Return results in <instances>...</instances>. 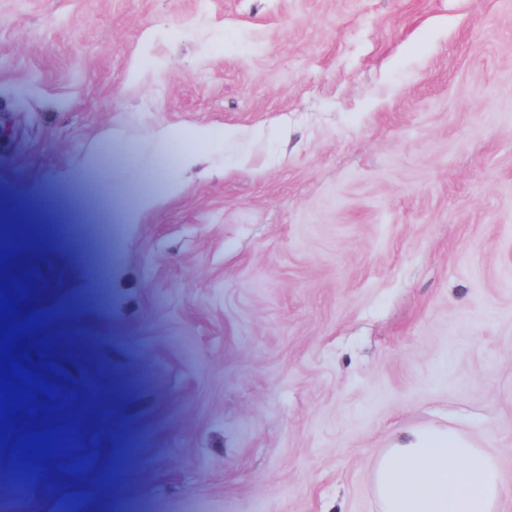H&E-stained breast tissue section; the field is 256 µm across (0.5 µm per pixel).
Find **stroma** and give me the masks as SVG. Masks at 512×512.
<instances>
[{
  "label": "stroma",
  "mask_w": 512,
  "mask_h": 512,
  "mask_svg": "<svg viewBox=\"0 0 512 512\" xmlns=\"http://www.w3.org/2000/svg\"><path fill=\"white\" fill-rule=\"evenodd\" d=\"M0 119L59 223L0 237L53 388L0 436L65 442L27 512H380L423 427L512 512V0H0ZM204 139H213L209 131L206 132H191V131H170L165 138L157 143L158 155L165 159L167 156L168 146L172 142H177L180 145L178 152L177 163L182 162H199L198 145Z\"/></svg>",
  "instance_id": "35a3bbf8"
}]
</instances>
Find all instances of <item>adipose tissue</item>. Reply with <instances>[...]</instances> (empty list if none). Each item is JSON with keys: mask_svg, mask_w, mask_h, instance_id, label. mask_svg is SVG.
Instances as JSON below:
<instances>
[{"mask_svg": "<svg viewBox=\"0 0 512 512\" xmlns=\"http://www.w3.org/2000/svg\"><path fill=\"white\" fill-rule=\"evenodd\" d=\"M381 512H497L500 473L451 430H412L380 455L372 476Z\"/></svg>", "mask_w": 512, "mask_h": 512, "instance_id": "1", "label": "adipose tissue"}]
</instances>
